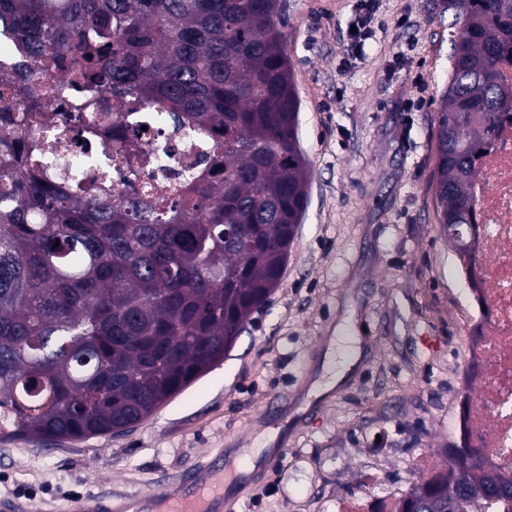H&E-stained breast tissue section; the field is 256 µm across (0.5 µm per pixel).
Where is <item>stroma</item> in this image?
Listing matches in <instances>:
<instances>
[{"mask_svg":"<svg viewBox=\"0 0 512 512\" xmlns=\"http://www.w3.org/2000/svg\"><path fill=\"white\" fill-rule=\"evenodd\" d=\"M286 0L285 35L311 179L279 287L224 361L134 430L81 441L0 443V500L68 512L174 487L198 462L280 445L223 512H336L374 474L391 493L419 457L439 464L464 409L454 365L477 295L437 222L432 143L458 31L444 0ZM354 377L312 420L279 421L313 400L347 352Z\"/></svg>","mask_w":512,"mask_h":512,"instance_id":"obj_1","label":"stroma"}]
</instances>
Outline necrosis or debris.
I'll return each mask as SVG.
<instances>
[{
  "instance_id": "necrosis-or-debris-1",
  "label": "necrosis or debris",
  "mask_w": 512,
  "mask_h": 512,
  "mask_svg": "<svg viewBox=\"0 0 512 512\" xmlns=\"http://www.w3.org/2000/svg\"><path fill=\"white\" fill-rule=\"evenodd\" d=\"M152 124L138 149L153 160L137 178L113 170L112 186L119 194H132L143 181L166 186L182 180L183 158L207 162L190 149L183 131L158 117ZM470 194L477 224L473 273L482 282L483 310L459 360L460 373L475 379L459 431L484 469L512 480V118L498 120L478 156ZM375 486L373 476L364 477L358 493L337 500L336 512H395L394 495L376 493Z\"/></svg>"
}]
</instances>
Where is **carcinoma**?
Here are the masks:
<instances>
[{"mask_svg":"<svg viewBox=\"0 0 512 512\" xmlns=\"http://www.w3.org/2000/svg\"><path fill=\"white\" fill-rule=\"evenodd\" d=\"M459 34L435 130L438 223L472 260L469 184L512 110V0H448ZM284 0H0V441L127 432L213 365L279 286L308 202ZM14 54L30 59L23 70ZM62 77L49 79L50 72ZM73 106L57 124L51 101ZM93 102L92 127L81 112ZM24 106L50 136L15 130ZM163 112L210 164L123 198L112 167ZM117 145L88 182L49 161ZM455 466L396 512H475L512 481Z\"/></svg>","mask_w":512,"mask_h":512,"instance_id":"obj_1","label":"carcinoma"}]
</instances>
